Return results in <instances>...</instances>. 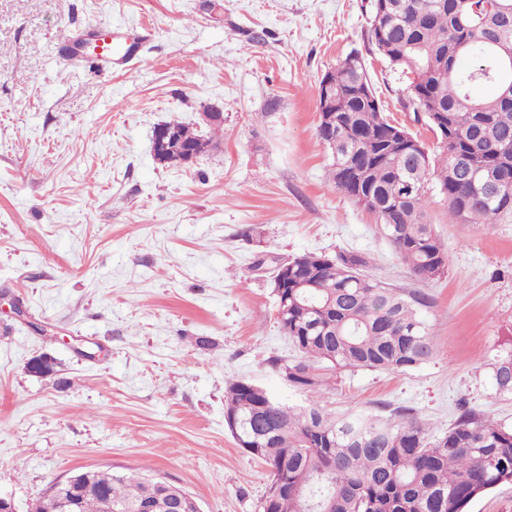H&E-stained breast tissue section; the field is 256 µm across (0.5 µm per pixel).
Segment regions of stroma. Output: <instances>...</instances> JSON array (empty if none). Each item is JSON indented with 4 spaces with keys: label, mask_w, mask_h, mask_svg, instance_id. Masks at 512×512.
<instances>
[{
    "label": "stroma",
    "mask_w": 512,
    "mask_h": 512,
    "mask_svg": "<svg viewBox=\"0 0 512 512\" xmlns=\"http://www.w3.org/2000/svg\"><path fill=\"white\" fill-rule=\"evenodd\" d=\"M216 3L0 0V496L17 512L90 469L162 478L201 512H258L269 472L229 433L224 392L240 379L306 403L270 365L298 355L271 269L308 252L362 253L378 279L434 302V358L327 373V410L410 408L435 437L464 406L512 427L489 368L512 347V213L455 223L430 194L450 262L419 284L329 181L318 86L349 53L385 115L432 138L369 41L370 0ZM98 24L138 41L132 64L61 60L59 36ZM212 108L214 148L186 167L155 161L158 125ZM41 354L54 375L28 372Z\"/></svg>",
    "instance_id": "1"
}]
</instances>
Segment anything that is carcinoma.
I'll return each instance as SVG.
<instances>
[{
	"mask_svg": "<svg viewBox=\"0 0 512 512\" xmlns=\"http://www.w3.org/2000/svg\"><path fill=\"white\" fill-rule=\"evenodd\" d=\"M370 40L409 80L406 109L436 134L427 144L392 124L372 91L363 57L352 52L336 73V126L317 127L331 151L329 179L377 216L384 237L412 277L448 271V249L426 219L427 194L437 192L448 216L463 224H494L512 211V0H372ZM483 86L488 95L475 98ZM165 126L174 145L200 156L221 121L194 130ZM367 257L305 253L288 265V286L273 288L281 330L299 356L271 360L288 384L320 392L319 370L407 372L435 354L428 314L432 299L391 288L366 273ZM491 377L512 395V348L496 356ZM225 407L241 421L232 433L273 477L260 512H464L501 484H512V429L464 408L442 437L431 439L409 411L388 419L329 413L316 401L290 406L259 385L232 380ZM93 490L79 512H101L103 489L116 512H136L147 497L169 512L167 496L146 478L93 472Z\"/></svg>",
	"mask_w": 512,
	"mask_h": 512,
	"instance_id": "1",
	"label": "carcinoma"
}]
</instances>
